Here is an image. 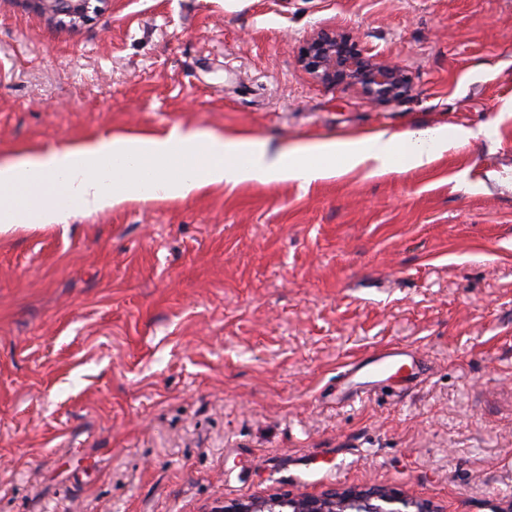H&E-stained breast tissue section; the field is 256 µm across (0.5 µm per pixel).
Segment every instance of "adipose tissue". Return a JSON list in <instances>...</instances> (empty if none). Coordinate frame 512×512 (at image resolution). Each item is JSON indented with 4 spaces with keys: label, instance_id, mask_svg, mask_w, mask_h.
I'll list each match as a JSON object with an SVG mask.
<instances>
[{
    "label": "adipose tissue",
    "instance_id": "adipose-tissue-1",
    "mask_svg": "<svg viewBox=\"0 0 512 512\" xmlns=\"http://www.w3.org/2000/svg\"><path fill=\"white\" fill-rule=\"evenodd\" d=\"M476 137L462 126L425 128L273 151L259 138L219 137L193 128L176 127L161 137L112 135L1 162L0 233L63 224L73 213H96L146 195L184 199L214 184H308L367 162L377 174L409 170Z\"/></svg>",
    "mask_w": 512,
    "mask_h": 512
}]
</instances>
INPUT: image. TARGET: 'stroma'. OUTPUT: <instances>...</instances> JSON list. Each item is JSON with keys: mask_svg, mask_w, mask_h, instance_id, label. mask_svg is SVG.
Listing matches in <instances>:
<instances>
[{"mask_svg": "<svg viewBox=\"0 0 512 512\" xmlns=\"http://www.w3.org/2000/svg\"><path fill=\"white\" fill-rule=\"evenodd\" d=\"M400 64L374 105L299 61ZM176 126L271 148L491 129L420 169L211 186L0 235V512H211L393 488L512 502V0H0V160ZM417 349L397 392L348 364ZM50 2L55 16H64L71 24L89 21L91 15L97 14L102 0H42ZM300 62L318 83L357 90L374 104L398 101L412 89L406 69L368 55L353 34L342 30L315 33L301 50Z\"/></svg>", "mask_w": 512, "mask_h": 512, "instance_id": "obj_1", "label": "stroma"}]
</instances>
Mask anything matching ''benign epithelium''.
<instances>
[{
  "instance_id": "obj_1",
  "label": "benign epithelium",
  "mask_w": 512,
  "mask_h": 512,
  "mask_svg": "<svg viewBox=\"0 0 512 512\" xmlns=\"http://www.w3.org/2000/svg\"><path fill=\"white\" fill-rule=\"evenodd\" d=\"M54 15L71 24L84 23L98 13L102 0H48ZM300 62L318 83L339 90L354 89L367 101L388 104L412 89V75L404 68L368 55L351 33L324 29L303 47ZM434 512L429 504L385 488L330 489L320 496L294 499L271 496L251 504L231 502L215 512Z\"/></svg>"
}]
</instances>
